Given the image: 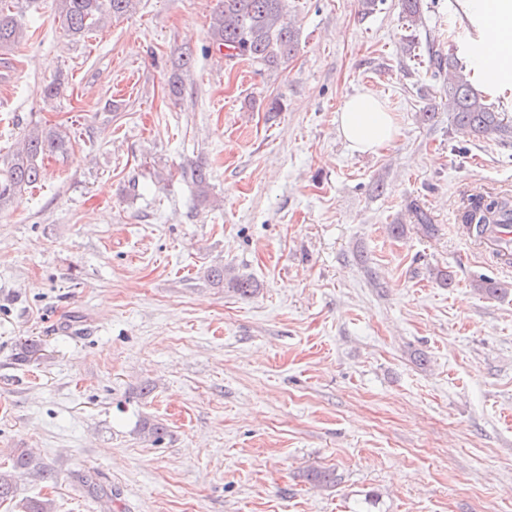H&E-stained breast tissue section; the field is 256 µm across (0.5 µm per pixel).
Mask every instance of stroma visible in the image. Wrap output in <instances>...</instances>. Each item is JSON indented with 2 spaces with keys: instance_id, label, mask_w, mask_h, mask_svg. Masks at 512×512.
<instances>
[{
  "instance_id": "stroma-1",
  "label": "stroma",
  "mask_w": 512,
  "mask_h": 512,
  "mask_svg": "<svg viewBox=\"0 0 512 512\" xmlns=\"http://www.w3.org/2000/svg\"><path fill=\"white\" fill-rule=\"evenodd\" d=\"M425 4L408 67L398 0L369 17L290 0L299 44L275 73L202 54L216 0H138L82 39L53 0L24 11L27 39L0 55V157L35 126L74 147L0 208V462L25 450L50 473L22 497L98 512L74 488L88 471L112 512H351L369 493L376 512H512V267L458 222L469 194H512V141L456 132L428 56L454 51L441 22L468 33L473 6ZM358 92L399 126L376 154L336 122ZM412 199L435 237L409 229ZM214 266L258 292L212 286ZM483 274L507 295L476 290ZM28 339L41 349L18 361Z\"/></svg>"
}]
</instances>
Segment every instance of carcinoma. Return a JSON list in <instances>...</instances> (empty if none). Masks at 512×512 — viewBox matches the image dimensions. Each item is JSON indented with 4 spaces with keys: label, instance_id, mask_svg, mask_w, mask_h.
<instances>
[{
    "label": "carcinoma",
    "instance_id": "obj_1",
    "mask_svg": "<svg viewBox=\"0 0 512 512\" xmlns=\"http://www.w3.org/2000/svg\"><path fill=\"white\" fill-rule=\"evenodd\" d=\"M61 27L74 38H83L101 27L108 19L118 18L130 11L135 0H54ZM406 25L417 29L423 25V0H399ZM17 3L0 0V51L8 52L26 39V28L15 11ZM298 47V32L288 17V0H217L215 15L209 31V46L227 59H245L262 70L275 72L292 58ZM193 62L191 53L183 52L174 62V72L168 84L169 94L179 97L183 92L182 72ZM434 77L443 79L448 96V111L460 133L489 141L505 142L512 127L504 123L502 112L488 95L476 89L465 67L452 54L429 60ZM71 148L68 134L52 126H36L26 135L21 151L0 159V207L17 200L25 190L41 178V162L49 155H66ZM201 202L209 201V174L198 165L192 172ZM409 211L419 232L432 237L437 232L429 215L415 203ZM459 223L471 239L481 240L494 224H512V195L503 194L486 200L482 194L470 196L461 208ZM209 282L217 287L228 286L242 297L257 292V285L247 276H230L222 266L208 270ZM475 288L489 297H499L507 289L496 281L480 279ZM140 433L153 443L160 442L166 427L144 420ZM47 475L43 466L27 453L14 456L6 467H0V503L18 494L19 481L27 474ZM307 480L319 488L336 486L332 469H312ZM79 486L100 503L103 512H111L112 490L96 482L90 474L77 477Z\"/></svg>",
    "mask_w": 512,
    "mask_h": 512
}]
</instances>
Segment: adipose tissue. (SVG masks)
Here are the masks:
<instances>
[{"label": "adipose tissue", "mask_w": 512, "mask_h": 512, "mask_svg": "<svg viewBox=\"0 0 512 512\" xmlns=\"http://www.w3.org/2000/svg\"><path fill=\"white\" fill-rule=\"evenodd\" d=\"M482 3L489 36L481 65L489 72L502 74L512 66V0H482ZM337 122L343 138L360 153L378 151L398 134L393 113L369 92L346 97Z\"/></svg>", "instance_id": "adipose-tissue-1"}]
</instances>
